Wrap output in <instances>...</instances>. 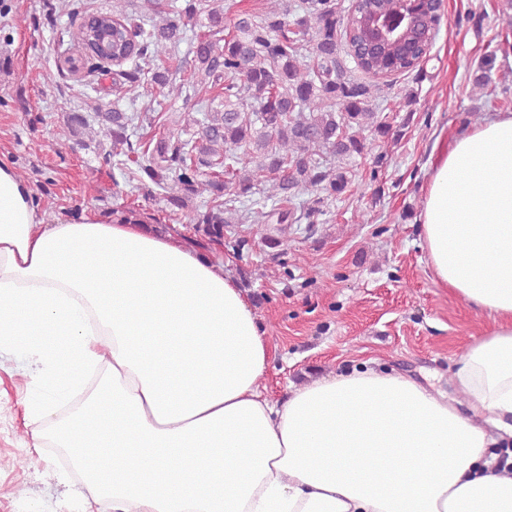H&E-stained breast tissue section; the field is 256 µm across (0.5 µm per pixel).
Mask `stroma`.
Here are the masks:
<instances>
[{"instance_id":"stroma-1","label":"stroma","mask_w":512,"mask_h":512,"mask_svg":"<svg viewBox=\"0 0 512 512\" xmlns=\"http://www.w3.org/2000/svg\"><path fill=\"white\" fill-rule=\"evenodd\" d=\"M63 0H0V161L13 164L36 204L53 200L46 222L83 210L116 217L138 207L150 226L208 257L248 296L272 357L260 384L275 401L293 387L351 370L364 360L449 391L455 363L495 326L493 315L443 288L422 247L421 204L438 154L455 135L512 100L492 102L473 86L484 55L492 77L512 91V31L502 21L505 0H444L430 58L414 70L377 80L378 97L417 92L412 111L383 112L395 136L381 156L344 162L355 190L325 199L306 219L313 191L296 192L285 224H228L224 242L194 235L160 188L139 187L126 156L104 162L106 138L80 145L64 122L69 112L114 100L112 79L99 74L43 80L68 49L76 26ZM366 214L368 222L355 218ZM20 355L0 354V512H82L79 471L46 439L42 423L24 419L19 399L31 382ZM69 474L59 483L56 472Z\"/></svg>"}]
</instances>
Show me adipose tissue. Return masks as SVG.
I'll return each instance as SVG.
<instances>
[{"mask_svg": "<svg viewBox=\"0 0 512 512\" xmlns=\"http://www.w3.org/2000/svg\"><path fill=\"white\" fill-rule=\"evenodd\" d=\"M419 219L436 280L497 320L457 397L355 368L279 403L222 267L143 224L46 223L0 162V347L37 365L26 419L112 512H512V112L438 155Z\"/></svg>", "mask_w": 512, "mask_h": 512, "instance_id": "adipose-tissue-1", "label": "adipose tissue"}]
</instances>
